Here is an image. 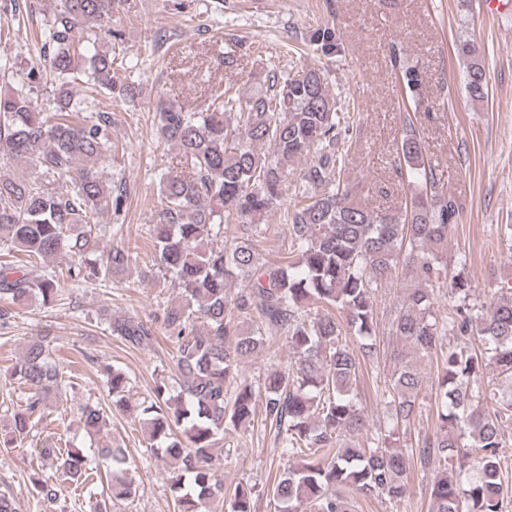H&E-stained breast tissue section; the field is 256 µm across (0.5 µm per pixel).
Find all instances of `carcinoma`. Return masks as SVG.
<instances>
[{
    "label": "carcinoma",
    "mask_w": 512,
    "mask_h": 512,
    "mask_svg": "<svg viewBox=\"0 0 512 512\" xmlns=\"http://www.w3.org/2000/svg\"><path fill=\"white\" fill-rule=\"evenodd\" d=\"M56 2L39 35V63L27 73L31 84L41 83L46 70L54 76L55 112L36 111L24 86L0 92V156L31 161L66 186L56 190L24 174L0 175V245L44 263L62 253L76 257L67 274L79 287L106 281L139 255L123 244L98 252L106 229L96 218L108 205L120 212L127 187L98 167L112 153V113L88 110L71 82L82 75L113 98L134 93L115 78L116 48L103 51L91 36L95 27L115 36V0ZM310 42L330 50L336 32L317 29ZM455 50L467 61L471 100L483 101V59L468 40H458ZM393 61L404 87L418 91L419 74L400 64L397 52ZM204 104L199 110L161 100L155 113L161 141L177 150L173 171L161 182L162 208L150 235L153 266L180 289L181 301L162 316L177 345L178 390L159 380L132 403L126 375L107 370L112 406L131 412L149 440L163 443L178 512H202L224 497L222 443L254 424L259 404L263 425L292 460L266 485L278 512H354L356 498L396 501L416 461L433 471L429 512H505L509 472L501 460L504 427L512 422V292L494 293L478 307L467 304V278L448 268V229L458 223L463 201L440 187L412 115L401 116L396 139L395 171L414 188L400 213L374 209L344 178L353 127L321 69L274 79L269 91L248 96L211 85ZM303 157L310 162L300 174L305 191L288 217L290 244L280 256L264 258L259 246L276 234L265 217L288 195L289 168ZM229 228L232 234L218 244ZM402 273L409 284L390 323L399 348L383 381L390 427L364 447L357 441L366 430L358 380L375 353V294ZM232 278L247 286L231 296ZM441 287L452 306L438 313L434 293ZM59 291L53 270L32 278L19 264L0 263V326L29 299L48 305ZM106 323L130 348L153 339L151 326L136 315L109 314ZM282 336L293 362L270 366L255 382L242 377L241 364ZM345 336L355 337L356 347ZM410 354L437 356L439 372L438 430L422 437L414 460L393 445L416 424L427 386ZM10 379L24 395L0 425L1 448L21 444L48 399L61 400L70 388L45 336L22 348ZM80 418L88 434L107 424L106 410L96 403L82 405ZM41 454L53 459V473L32 485L50 507L60 482L83 486L92 475L106 478L110 495L90 512H108L107 502L137 492L119 446L43 448ZM255 497V487L237 485L230 512H254Z\"/></svg>",
    "instance_id": "1"
}]
</instances>
